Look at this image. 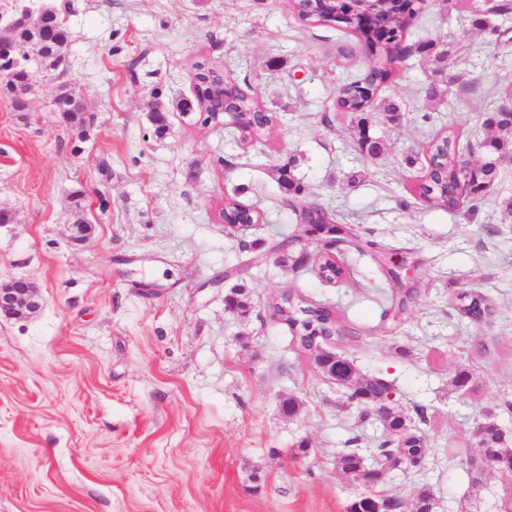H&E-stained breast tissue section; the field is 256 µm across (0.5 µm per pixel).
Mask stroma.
I'll list each match as a JSON object with an SVG mask.
<instances>
[{
    "mask_svg": "<svg viewBox=\"0 0 512 512\" xmlns=\"http://www.w3.org/2000/svg\"><path fill=\"white\" fill-rule=\"evenodd\" d=\"M51 7L72 38L67 81L86 125L55 112L59 85L37 70L39 93L20 112L0 94V281L25 279L42 296L24 320L0 314V512H347L363 486L337 472V456L382 431L359 418L344 391L298 354L268 304L295 291L333 306L365 342L343 346L362 371L394 383L396 399L431 454L398 470L389 494L421 487L434 512H503L512 488L496 471L473 487L463 458L487 414L512 432V166L491 193L456 212L408 196L430 141L448 129L473 144L492 132L484 115L512 83V13L498 36L472 27L444 0L410 19L414 51L389 95L398 124L368 112L385 155L361 157L358 125L336 111L345 75L371 64L364 43L306 25L287 0H0V24L23 7ZM423 42L448 45L443 77ZM248 81L279 117L262 148L229 139L177 102L192 95L195 64ZM168 110L154 132L148 106ZM292 163L300 201L376 241L382 258L414 263L410 299L387 319L369 294L372 267L321 282L316 266L280 263L282 234L303 235L284 205L276 170ZM85 196L86 238L74 231L73 192ZM262 223L234 231L220 217L227 195ZM245 284L252 312L224 306ZM485 293L493 316L460 319L459 291ZM473 378L451 380L459 368ZM299 399L281 413V396ZM311 452L299 453L301 442Z\"/></svg>",
    "mask_w": 512,
    "mask_h": 512,
    "instance_id": "stroma-1",
    "label": "stroma"
}]
</instances>
